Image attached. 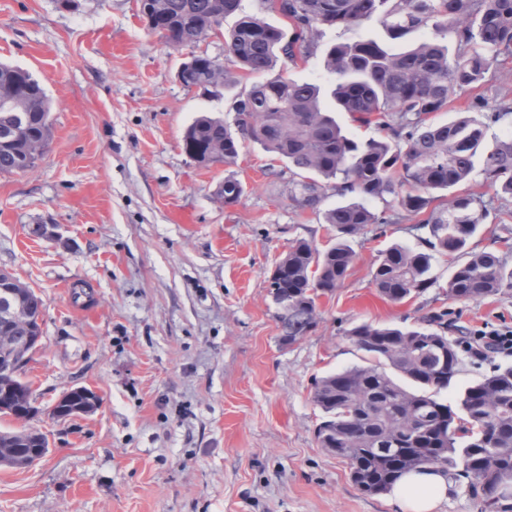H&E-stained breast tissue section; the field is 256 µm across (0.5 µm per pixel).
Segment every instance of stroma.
Masks as SVG:
<instances>
[{
	"mask_svg": "<svg viewBox=\"0 0 512 512\" xmlns=\"http://www.w3.org/2000/svg\"><path fill=\"white\" fill-rule=\"evenodd\" d=\"M325 28L319 52L289 65L298 81L326 83L323 50L347 39ZM188 48L151 31L137 0H0V62L29 70L52 105V133L31 169L0 174V269L39 291L43 337L24 374L37 416L0 417L52 447L40 462L0 468V512H401L393 494L362 493L345 461L321 448L316 378L365 365L346 332L370 323L424 327L447 312L449 336L512 326V289L477 302L439 286L403 302L371 283L380 251L420 246L428 231L394 210L353 239L357 260L343 285L318 300L314 328L282 341L269 292L276 263L298 239L334 237L322 209L295 207L285 162L248 145L235 164L209 167L183 149L203 112L226 115L252 78L206 94L184 87ZM240 201L218 194L225 176ZM490 215L473 252L496 251L512 269V199L481 176L461 184ZM192 223L176 224V210ZM35 224L58 236H31ZM82 287L74 297V287ZM85 386L95 413L57 421L49 408Z\"/></svg>",
	"mask_w": 512,
	"mask_h": 512,
	"instance_id": "stroma-1",
	"label": "stroma"
}]
</instances>
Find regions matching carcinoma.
Here are the masks:
<instances>
[{
  "instance_id": "cac0c4a2",
  "label": "carcinoma",
  "mask_w": 512,
  "mask_h": 512,
  "mask_svg": "<svg viewBox=\"0 0 512 512\" xmlns=\"http://www.w3.org/2000/svg\"><path fill=\"white\" fill-rule=\"evenodd\" d=\"M154 30L176 47H196L224 32L225 61L203 53L183 71L187 88L208 91L229 84L230 67L258 77L231 107L232 121L202 113L187 127L188 156L232 164L248 143L258 144L292 174L289 199L317 210L327 191L345 199L324 212L336 242L324 250L297 240L288 251V272L275 279L283 335L293 343L315 324L317 300L333 294L357 255L351 240L385 219L372 203L395 202L429 230L424 248L393 245L381 252L372 284L384 298L402 302L438 285L437 256L451 259L447 294L474 302L512 288V270L494 251L466 253L489 210L481 197L458 194L442 210L431 193L448 191L476 171L496 194L512 198V136L485 143L486 121L461 115L446 123L430 116L448 110L457 96L485 86L494 61L512 58V0H278L292 33L257 15L242 13L241 0H145ZM239 15L223 30L224 19ZM375 22L384 37L355 36L326 48L329 90L288 77L287 63L317 50L323 27L354 29ZM430 30L404 51L407 35ZM279 72L271 77L274 69ZM0 89L14 91L0 103V173L32 168L51 135L49 99L26 69L0 64ZM375 125L366 139L348 133L333 116ZM242 183L224 178L218 194L232 205ZM27 320L7 318L0 306L1 336L42 332L31 296L16 298ZM429 330H402L363 323L347 336L372 360L314 382L311 398L325 414L316 437L344 459L351 481L365 494L390 491L406 473L441 468L466 481L480 512H512V366H496L467 386L452 404L437 394L460 373L459 339H450L447 313L428 317ZM36 432L25 441L1 431L31 454Z\"/></svg>"
}]
</instances>
